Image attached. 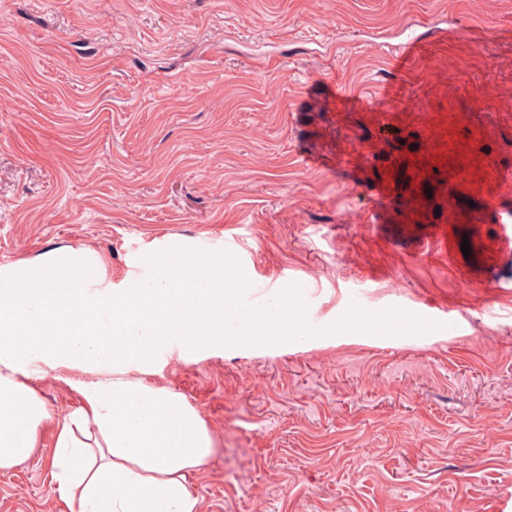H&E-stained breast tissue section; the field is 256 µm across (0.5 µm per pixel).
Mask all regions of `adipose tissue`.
<instances>
[{
  "label": "adipose tissue",
  "instance_id": "adipose-tissue-1",
  "mask_svg": "<svg viewBox=\"0 0 512 512\" xmlns=\"http://www.w3.org/2000/svg\"><path fill=\"white\" fill-rule=\"evenodd\" d=\"M150 278L115 288L89 252L51 253L0 267V470L17 466L55 426V480L77 512H199L190 479L215 451L185 398L145 382L160 355L249 344L287 345L299 323L281 302L256 325L226 329L239 288L224 258L183 248L152 255ZM100 374L82 404L53 420L33 379L47 368Z\"/></svg>",
  "mask_w": 512,
  "mask_h": 512
}]
</instances>
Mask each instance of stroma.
<instances>
[{
    "instance_id": "35a3bbf8",
    "label": "stroma",
    "mask_w": 512,
    "mask_h": 512,
    "mask_svg": "<svg viewBox=\"0 0 512 512\" xmlns=\"http://www.w3.org/2000/svg\"><path fill=\"white\" fill-rule=\"evenodd\" d=\"M432 149L512 168V0H0V266L87 249L118 286L183 246L300 311L287 348L146 375L215 440L199 512H512V249L400 167ZM97 378L35 388L60 420ZM54 445L0 471V512H67Z\"/></svg>"
}]
</instances>
